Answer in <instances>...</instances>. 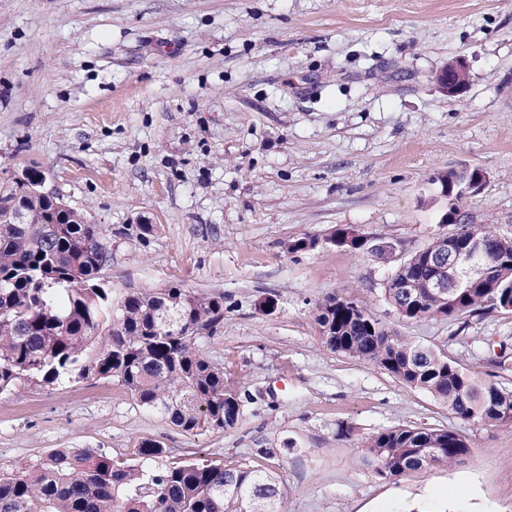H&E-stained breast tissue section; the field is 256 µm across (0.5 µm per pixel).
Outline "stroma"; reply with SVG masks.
Listing matches in <instances>:
<instances>
[{"label": "stroma", "instance_id": "obj_1", "mask_svg": "<svg viewBox=\"0 0 512 512\" xmlns=\"http://www.w3.org/2000/svg\"><path fill=\"white\" fill-rule=\"evenodd\" d=\"M456 61L469 82L449 96ZM27 168L105 228L113 301L223 295L196 346L242 414L187 434L115 379L25 380L0 395V466L57 448L132 463L153 440L165 466L277 472L286 512H512V426L331 351L316 320L353 299L512 391V313L405 320L384 295L394 263L327 242L352 228L407 256L448 211L440 177L476 168L461 215L512 236V0H0V182ZM394 426L457 432L471 454L380 477L362 441ZM469 74L461 63H449L438 77L441 89L449 96L461 92L467 85Z\"/></svg>", "mask_w": 512, "mask_h": 512}]
</instances>
